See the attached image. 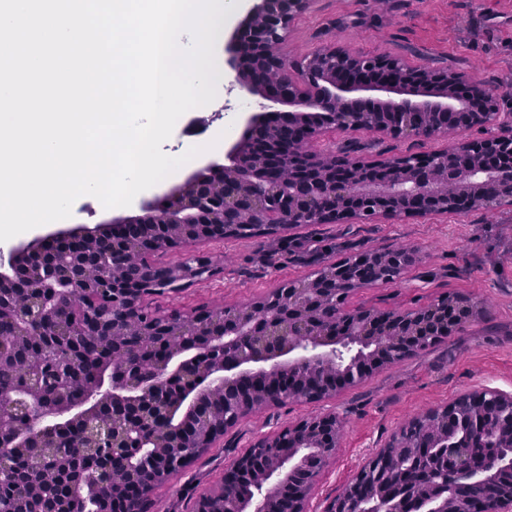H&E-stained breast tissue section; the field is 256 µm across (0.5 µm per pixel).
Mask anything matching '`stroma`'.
<instances>
[{
	"label": "stroma",
	"instance_id": "obj_1",
	"mask_svg": "<svg viewBox=\"0 0 512 512\" xmlns=\"http://www.w3.org/2000/svg\"><path fill=\"white\" fill-rule=\"evenodd\" d=\"M329 44L361 56L391 54L413 67L456 71L499 93L501 111L512 112V0H314L293 20L279 51L295 62ZM258 109V97L218 85L215 99L183 114L162 145L164 151L177 152L194 142L204 146V153L149 189V196L184 183L208 162H223L224 147L240 137L244 116ZM219 129L225 136L218 142L214 134ZM455 141L452 135L423 139L369 133H331L323 139L324 145L367 159L441 149ZM137 212L134 204L108 209L84 195L62 223L0 242V251L48 235L60 225L92 228ZM294 235L291 241L278 235L202 241L156 253L154 261L166 266L203 254L217 272L179 291L148 297L145 306L164 316L241 305L281 281L307 276L320 260L395 244L417 248L419 263L396 282L356 291L349 305L403 310L455 293L469 298L478 314L444 341L373 372L334 397L290 400L249 414L214 448L158 484L147 512H195L200 497L220 487L228 466L257 439L309 414L333 411L343 422L341 438L310 503L311 512H324L369 453L386 445L416 415L477 390L512 392V209L311 224Z\"/></svg>",
	"mask_w": 512,
	"mask_h": 512
}]
</instances>
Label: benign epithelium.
Wrapping results in <instances>:
<instances>
[{"label":"benign epithelium","instance_id":"1","mask_svg":"<svg viewBox=\"0 0 512 512\" xmlns=\"http://www.w3.org/2000/svg\"><path fill=\"white\" fill-rule=\"evenodd\" d=\"M314 0H257L251 24L234 34L224 64L235 72L234 84L261 99L260 111L245 119L238 141L224 154L192 174L161 199H144L137 215L112 219L94 228L59 230L0 254V318L15 327L12 358L0 355V371L29 365L33 327L59 324L61 298L86 296L98 317L84 311L74 336L41 344L35 380L21 393H0V444L27 448L39 436L47 454L76 458L98 452L127 454L138 449L129 471L137 500L148 499L155 485L185 468L191 459L176 448H212L253 411L278 405L288 396L317 401L333 397L372 372L417 354L448 337V311L472 319L475 305L450 294L430 304L439 319L426 323L421 310L378 311L351 307L353 292L369 287L355 276L356 267L376 261L384 281L400 278L419 261L418 250L396 246L344 256L319 266L307 277L273 289L287 300L278 305L257 297L245 306L198 310L189 316L144 318L145 297L176 291L212 267L206 256L194 266L171 267L164 284L153 280L151 252L199 241L240 239L248 233L278 234L309 224H345L370 218L424 217L459 213L474 207H512V113L499 111L500 96L463 75L408 66L390 55L361 57L338 47L320 48L290 64L278 52L293 19ZM288 107L282 112L280 108ZM482 136L466 138L444 150L382 159H336L319 149L330 132H372L426 139L463 134L474 128ZM112 248L113 264L138 260V277L118 285L107 275L96 281L85 269L99 252ZM50 255L34 267L30 257ZM333 296L330 311L316 301ZM142 319L149 343L166 347V356L139 372L136 380H119L103 364L97 379L78 398L70 384L84 351L81 336H115L124 322ZM50 372L57 381L49 398L38 377ZM224 393V415L215 416L208 396ZM476 405L473 426L496 440L497 420L509 424L504 443L512 447V393L483 389L433 408L413 423L435 416L449 425L457 404ZM112 406L109 445L95 429L101 408ZM72 429L68 451L53 426ZM340 419L334 412L308 416L256 441L224 472L251 492L232 500L224 488L205 496L196 512H265L268 489L282 491L288 508L274 512H309L313 492L336 454ZM448 482H437L422 499L420 512H512V488L483 502H452L446 484L463 485L491 478L499 462L479 471L462 454H448ZM389 482L404 490L390 502L403 508L415 496L405 473ZM353 477L326 512H358Z\"/></svg>","mask_w":512,"mask_h":512}]
</instances>
